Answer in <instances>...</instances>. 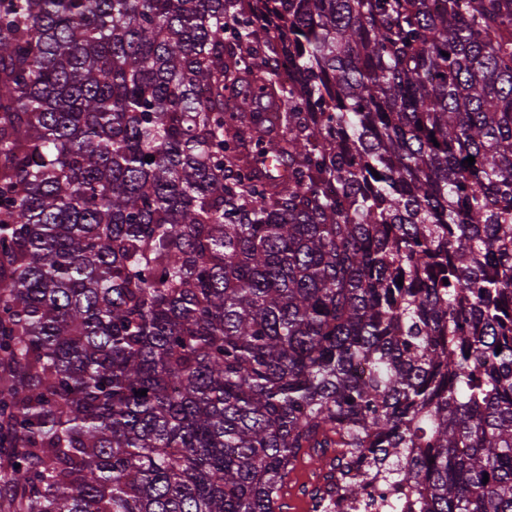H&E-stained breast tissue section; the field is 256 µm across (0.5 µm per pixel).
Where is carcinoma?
Returning a JSON list of instances; mask_svg holds the SVG:
<instances>
[{
    "label": "carcinoma",
    "instance_id": "obj_1",
    "mask_svg": "<svg viewBox=\"0 0 512 512\" xmlns=\"http://www.w3.org/2000/svg\"><path fill=\"white\" fill-rule=\"evenodd\" d=\"M305 456L512 512V0H0V512Z\"/></svg>",
    "mask_w": 512,
    "mask_h": 512
}]
</instances>
